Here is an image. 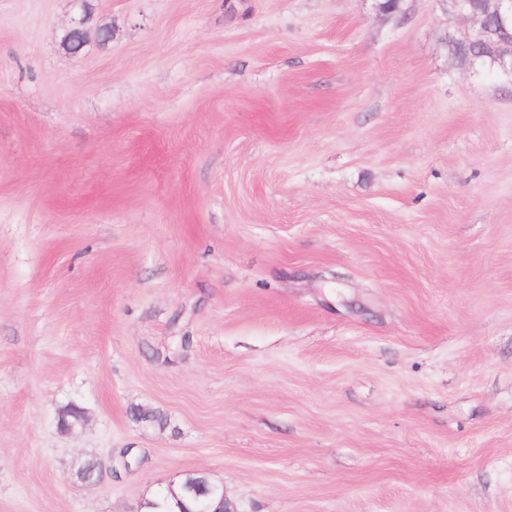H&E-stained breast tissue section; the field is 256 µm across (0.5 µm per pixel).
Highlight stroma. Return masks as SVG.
Here are the masks:
<instances>
[{
    "label": "stroma",
    "mask_w": 512,
    "mask_h": 512,
    "mask_svg": "<svg viewBox=\"0 0 512 512\" xmlns=\"http://www.w3.org/2000/svg\"><path fill=\"white\" fill-rule=\"evenodd\" d=\"M380 3L0 0V512H512V79ZM200 489H207L209 493L201 499L198 509L193 512H235L234 510L231 511V509L227 506V502L224 499V492L219 498H214L211 496L210 492L213 491L214 486L208 480L205 484L199 485V487L194 492L184 493L181 496L180 501L174 499L171 495L168 494V492H164L155 500L146 502L145 508L148 509V512H188L194 510L196 507V503L194 501L195 492H198ZM169 497L174 500V506L176 510L168 507L167 501Z\"/></svg>",
    "instance_id": "35a3bbf8"
}]
</instances>
